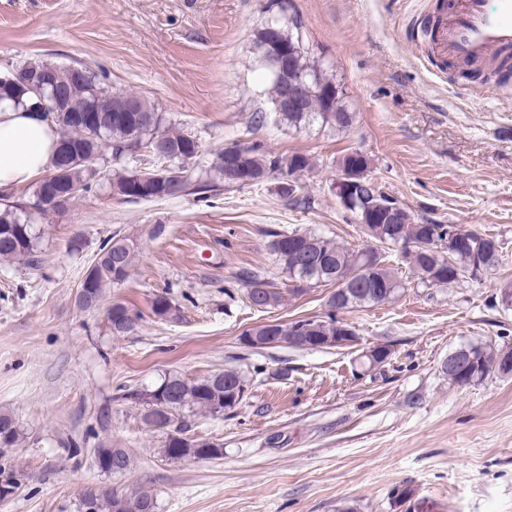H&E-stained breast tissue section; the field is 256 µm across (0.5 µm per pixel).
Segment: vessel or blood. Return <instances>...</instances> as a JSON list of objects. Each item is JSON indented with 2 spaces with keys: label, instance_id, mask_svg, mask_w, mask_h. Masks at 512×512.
Returning a JSON list of instances; mask_svg holds the SVG:
<instances>
[{
  "label": "vessel or blood",
  "instance_id": "vessel-or-blood-1",
  "mask_svg": "<svg viewBox=\"0 0 512 512\" xmlns=\"http://www.w3.org/2000/svg\"><path fill=\"white\" fill-rule=\"evenodd\" d=\"M436 56L464 66L501 60L512 52V0H450L438 9L430 30Z\"/></svg>",
  "mask_w": 512,
  "mask_h": 512
}]
</instances>
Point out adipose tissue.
<instances>
[{"label":"adipose tissue","mask_w":512,"mask_h":512,"mask_svg":"<svg viewBox=\"0 0 512 512\" xmlns=\"http://www.w3.org/2000/svg\"><path fill=\"white\" fill-rule=\"evenodd\" d=\"M58 139L55 124L31 104L0 101V191L47 171Z\"/></svg>","instance_id":"ef3b65f1"}]
</instances>
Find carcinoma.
<instances>
[{
	"mask_svg": "<svg viewBox=\"0 0 512 512\" xmlns=\"http://www.w3.org/2000/svg\"><path fill=\"white\" fill-rule=\"evenodd\" d=\"M297 21L278 22V40L292 50V63L288 67V82L299 78L306 82V97L310 109L305 112H281L279 116L288 125L299 127L314 121L324 125L345 128L351 117L342 111L339 88L335 78L324 74L304 50L298 34L292 27ZM87 75L80 80L71 76L70 67H59L45 62H27L21 70L26 74L44 71L52 73L55 84L64 95L65 111L46 117L60 129L59 142H68L74 136L70 115L86 111L97 98L109 99L111 111L98 113L95 124L86 127L79 135L81 149L87 161L71 167L66 177L77 186L78 193L66 200L71 206L81 194L88 192L93 183L101 179L103 171L91 166L103 150L112 149V159L120 162L117 150L125 144L133 130L120 119L127 103L136 101L141 109L140 118L149 117L151 122L140 128L142 146L153 154L172 161L170 177L156 183L143 176L139 170L128 171L112 178L113 191L132 201H153L171 197L185 191L190 185L185 164L194 160L200 151L199 142L177 128L161 129L163 118L143 98L131 93L111 92L102 86L101 71L85 66ZM281 77H271V102L280 100L284 94ZM31 100L36 108L39 98L20 84L16 76H0V100ZM241 158L249 171L252 184L276 181L278 194L288 201H298L288 192V177L303 176L313 167L312 159L303 153L278 155L262 146H244L231 143L224 146L213 160V169L224 186L231 187L229 173L224 167V158ZM386 198L370 199L356 207L344 206L359 226L374 224L377 233L371 244L354 249L332 237L315 232H273L270 250L280 267L288 274L289 285L278 288L275 284L253 271H244L239 281L245 294L259 296L258 310L275 308L286 304L289 298L304 294L308 289L330 283L337 294L327 301L328 313L322 317L298 319L274 326L275 345L286 346L297 342L311 344L312 337L324 340L353 333L350 326L336 317V313L358 307L373 306L394 299L404 288V282L395 269L387 265L386 251L400 253L408 268L409 277L426 287H442L458 284L467 278L471 266L485 271L495 270L502 263V253L494 246L496 240L465 229L456 224H417L413 217L402 216L395 221L383 218ZM297 236L310 255L311 262L301 263L288 251V238ZM35 225L28 219L25 206L4 203L0 205V264H22L32 267L38 263ZM135 259L133 247L126 240L111 237L101 248L89 276L82 286L94 298L89 302L79 297L84 308L96 307L104 288L123 284L130 275ZM153 314L161 320L178 318L176 304L162 293L152 302ZM109 328L114 336H127L137 330L141 315L121 302H114L108 309ZM467 349L473 357L474 371L469 381L448 377V381L459 387L483 382L490 374H509L503 367V353L512 355V345L506 342L469 344ZM252 377L238 368L209 374L199 378H186L180 374H168L153 387L127 392L123 400L140 410L143 423H152L154 431L163 436L161 453L170 461L207 460L224 455V445L209 438L190 435L196 417L230 415L236 412L248 397ZM22 437L18 423L7 414H0V478L7 481L23 468L5 457L4 449L15 447ZM94 463L104 475L116 476L128 473L133 466L130 454L124 448L100 445L93 449ZM80 501L89 504L93 512H156L157 500L153 492L143 488H120L97 485L85 490Z\"/></svg>",
	"mask_w": 512,
	"mask_h": 512,
	"instance_id": "1",
	"label": "carcinoma"
}]
</instances>
